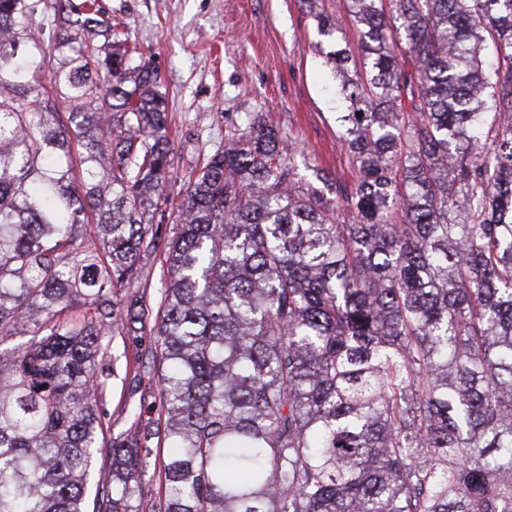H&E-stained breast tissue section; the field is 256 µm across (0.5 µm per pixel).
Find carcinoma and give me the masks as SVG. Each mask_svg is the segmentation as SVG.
Returning a JSON list of instances; mask_svg holds the SVG:
<instances>
[{
  "mask_svg": "<svg viewBox=\"0 0 512 512\" xmlns=\"http://www.w3.org/2000/svg\"><path fill=\"white\" fill-rule=\"evenodd\" d=\"M300 3L354 182L261 115L170 210L152 63L0 0V512H512V0H346L355 48ZM117 335L158 389L114 434Z\"/></svg>",
  "mask_w": 512,
  "mask_h": 512,
  "instance_id": "carcinoma-1",
  "label": "carcinoma"
}]
</instances>
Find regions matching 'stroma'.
<instances>
[{
  "mask_svg": "<svg viewBox=\"0 0 512 512\" xmlns=\"http://www.w3.org/2000/svg\"><path fill=\"white\" fill-rule=\"evenodd\" d=\"M150 58L165 95L174 177L164 188L170 204L184 191L183 175L201 151L224 144V129L240 113L267 112L290 132L309 166L333 179L349 176L336 121V83L313 47L322 37L297 0H99ZM116 376L105 407L114 431L125 427L124 404L150 400L157 389L149 344L117 336Z\"/></svg>",
  "mask_w": 512,
  "mask_h": 512,
  "instance_id": "35a3bbf8",
  "label": "stroma"
}]
</instances>
